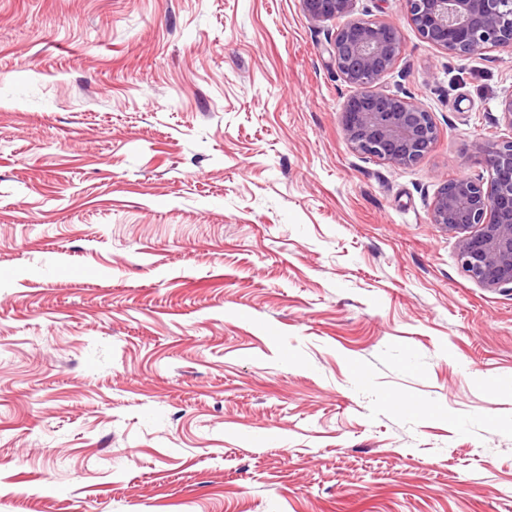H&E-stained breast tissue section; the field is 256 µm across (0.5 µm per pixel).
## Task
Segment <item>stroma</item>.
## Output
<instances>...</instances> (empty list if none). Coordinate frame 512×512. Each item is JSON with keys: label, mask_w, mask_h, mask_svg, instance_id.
<instances>
[{"label": "stroma", "mask_w": 512, "mask_h": 512, "mask_svg": "<svg viewBox=\"0 0 512 512\" xmlns=\"http://www.w3.org/2000/svg\"><path fill=\"white\" fill-rule=\"evenodd\" d=\"M384 77L352 151L300 0H0V512H512V294L430 221L512 51Z\"/></svg>", "instance_id": "obj_1"}]
</instances>
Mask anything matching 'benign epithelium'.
I'll use <instances>...</instances> for the list:
<instances>
[{
    "label": "benign epithelium",
    "mask_w": 512,
    "mask_h": 512,
    "mask_svg": "<svg viewBox=\"0 0 512 512\" xmlns=\"http://www.w3.org/2000/svg\"><path fill=\"white\" fill-rule=\"evenodd\" d=\"M355 0H300L315 21L343 19L330 34L336 75L350 87L341 108L352 150L368 158L409 166L438 138L433 114L391 92L381 78L399 62L400 30L379 19L353 15ZM407 17L425 42L450 54L475 57L512 49V0H403ZM480 153L489 179L463 177L440 190L431 223L460 233L463 271L485 288L512 291V136L488 142Z\"/></svg>",
    "instance_id": "obj_1"
}]
</instances>
